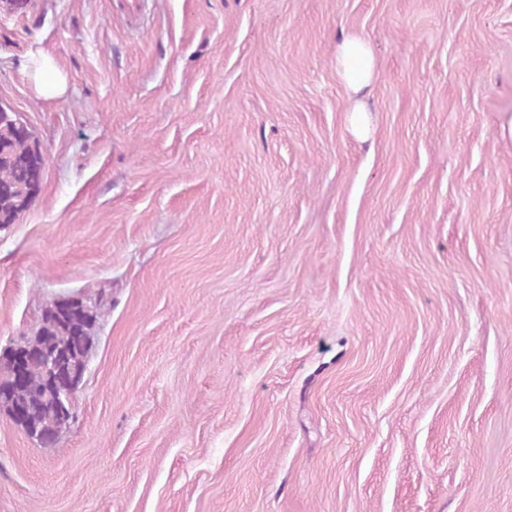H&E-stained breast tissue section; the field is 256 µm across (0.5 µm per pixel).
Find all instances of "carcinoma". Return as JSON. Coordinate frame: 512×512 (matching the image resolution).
<instances>
[{"label":"carcinoma","instance_id":"cac0c4a2","mask_svg":"<svg viewBox=\"0 0 512 512\" xmlns=\"http://www.w3.org/2000/svg\"><path fill=\"white\" fill-rule=\"evenodd\" d=\"M43 154L20 117L0 108V231L16 223L39 185ZM96 305L78 299L55 301L45 309L36 336L23 342L28 349H58L69 354L70 363L83 366L90 347V330ZM25 384L17 391L30 405L32 415L19 423L32 439L51 445L55 433V413L43 402L45 370L36 360L25 365Z\"/></svg>","mask_w":512,"mask_h":512}]
</instances>
